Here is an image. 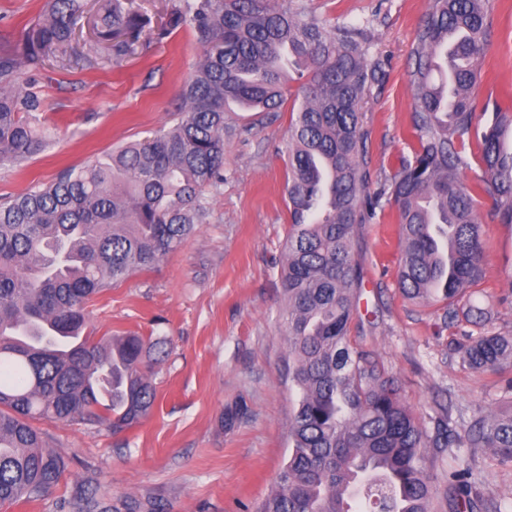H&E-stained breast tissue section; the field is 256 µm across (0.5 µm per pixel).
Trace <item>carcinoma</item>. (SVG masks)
Masks as SVG:
<instances>
[{
	"mask_svg": "<svg viewBox=\"0 0 512 512\" xmlns=\"http://www.w3.org/2000/svg\"><path fill=\"white\" fill-rule=\"evenodd\" d=\"M87 14V0H49L0 49V167L37 154L47 139L31 115L36 96L21 90L23 68L64 59ZM149 24L135 0H103L83 57L119 65L143 35L161 40L189 28L201 56L180 91L175 122L0 203V506L48 496L67 468L31 421L103 424L116 434L152 413L150 355L158 343L134 334L97 339L86 309L154 268L206 221L205 190L224 184L228 112L279 111L289 71L298 68L280 276L297 402L288 460L254 512H353L359 499L367 512H429V448H487L512 465V410L481 413L459 429L443 412L427 428L349 336L363 283L352 240L387 194L398 214L402 296L439 307L447 327L489 319L485 308L460 304L481 282L486 252L462 176L473 136L482 191L495 219L512 224V103L493 102L481 123L474 98L490 45L488 0H429L408 71L416 146L376 190L363 105L381 71L368 59L365 32L328 26L294 0H173L168 22ZM455 351L463 368L503 375L512 391V336L463 331ZM247 416L239 403L221 423L232 428ZM445 481L452 506L481 508L471 464L448 471ZM72 507L119 512L85 495ZM122 508L161 512L150 499Z\"/></svg>",
	"mask_w": 512,
	"mask_h": 512,
	"instance_id": "carcinoma-1",
	"label": "carcinoma"
}]
</instances>
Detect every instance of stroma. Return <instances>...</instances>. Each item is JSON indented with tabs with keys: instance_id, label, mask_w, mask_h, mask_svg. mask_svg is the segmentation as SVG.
Wrapping results in <instances>:
<instances>
[{
	"instance_id": "stroma-1",
	"label": "stroma",
	"mask_w": 512,
	"mask_h": 512,
	"mask_svg": "<svg viewBox=\"0 0 512 512\" xmlns=\"http://www.w3.org/2000/svg\"><path fill=\"white\" fill-rule=\"evenodd\" d=\"M319 20L360 28L382 80L368 92L365 122L375 180H389L414 144L407 88L411 50L429 0H299ZM491 50L476 89L478 105L512 96V0H490ZM200 56L192 32L141 42L120 66L24 69L21 88L36 92L50 137L42 151L0 167V198L53 182L125 143L173 124L180 87ZM296 82L277 113H231L224 183L208 192L210 216L156 268L133 274L89 308L96 335L132 332L160 343L156 403L122 433L106 426L40 420L37 428L68 469L51 495L0 512H60L78 491L103 503L127 496L160 502L165 512H243L266 497L288 458L286 304L277 262L288 229L285 143ZM486 240L485 275L471 291L488 307L486 331L512 334V224L489 214L476 194ZM353 250L364 268L351 335L401 387L422 423L440 407L453 422L481 410L512 409L498 375L463 369L432 308L406 300L397 283L401 256L394 207L361 226ZM246 401L248 418L228 430L225 408ZM481 473L482 512H512V466L484 448H455L428 464L433 512H453L444 473L460 460Z\"/></svg>"
}]
</instances>
